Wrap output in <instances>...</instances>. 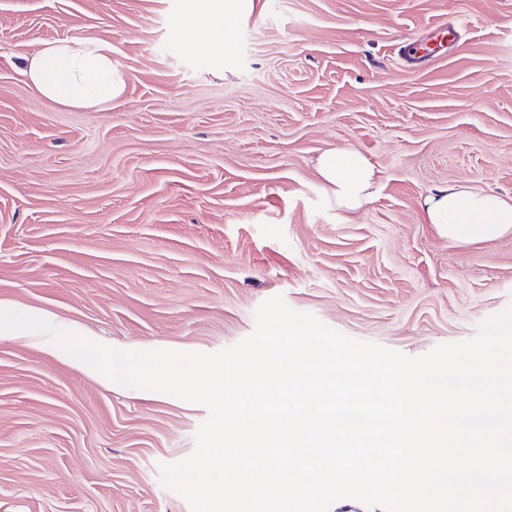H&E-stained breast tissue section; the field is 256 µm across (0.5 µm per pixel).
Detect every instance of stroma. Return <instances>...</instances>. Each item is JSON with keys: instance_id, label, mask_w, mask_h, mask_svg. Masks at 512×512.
I'll return each instance as SVG.
<instances>
[{"instance_id": "1", "label": "stroma", "mask_w": 512, "mask_h": 512, "mask_svg": "<svg viewBox=\"0 0 512 512\" xmlns=\"http://www.w3.org/2000/svg\"><path fill=\"white\" fill-rule=\"evenodd\" d=\"M191 0H0V299L115 348L212 353L280 295L411 357L512 305V232L466 244L425 222L457 183L512 202V0H252L230 47L184 29ZM467 24L416 72L399 55ZM112 47L106 107L42 97L22 56ZM331 148L377 170L343 209ZM204 406L109 388L0 339V512H190L158 466L189 457Z\"/></svg>"}]
</instances>
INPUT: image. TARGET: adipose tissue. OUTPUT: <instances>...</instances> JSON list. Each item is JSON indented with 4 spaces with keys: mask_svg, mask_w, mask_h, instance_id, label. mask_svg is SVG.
<instances>
[{
    "mask_svg": "<svg viewBox=\"0 0 512 512\" xmlns=\"http://www.w3.org/2000/svg\"><path fill=\"white\" fill-rule=\"evenodd\" d=\"M242 0H194L188 24L209 38L229 41L225 15L237 12ZM23 73L47 100L69 107H101L120 97L125 74L112 59L109 44L94 39H62L44 43L23 59ZM322 182L346 210L355 211L372 198L373 165L349 149H328L315 165ZM425 218L440 234L464 243L490 241L512 231V203L461 186L429 195L423 202Z\"/></svg>",
    "mask_w": 512,
    "mask_h": 512,
    "instance_id": "obj_1",
    "label": "adipose tissue"
}]
</instances>
